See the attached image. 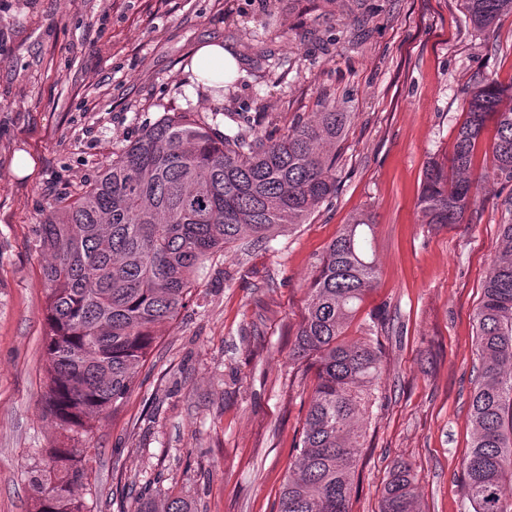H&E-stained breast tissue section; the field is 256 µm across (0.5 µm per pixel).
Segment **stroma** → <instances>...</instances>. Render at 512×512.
Listing matches in <instances>:
<instances>
[{"instance_id":"obj_1","label":"stroma","mask_w":512,"mask_h":512,"mask_svg":"<svg viewBox=\"0 0 512 512\" xmlns=\"http://www.w3.org/2000/svg\"><path fill=\"white\" fill-rule=\"evenodd\" d=\"M208 41L239 61L218 98L184 86ZM478 81L512 84V14L478 31L463 0H0V512H34L27 471L60 435L41 412L39 226L56 203L165 115L278 138L326 103L352 115L335 198L200 272L131 391L84 438L87 503L131 512L146 486L196 512H277L314 383L288 358L308 286L342 224L368 210L379 275L347 336L384 321L383 373L359 421L351 512H379L396 461L416 476L415 512H468L474 315L504 195L485 183L472 217L448 226L422 223L417 200ZM20 152L33 174L14 170Z\"/></svg>"}]
</instances>
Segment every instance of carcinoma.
<instances>
[{
    "instance_id": "1",
    "label": "carcinoma",
    "mask_w": 512,
    "mask_h": 512,
    "mask_svg": "<svg viewBox=\"0 0 512 512\" xmlns=\"http://www.w3.org/2000/svg\"><path fill=\"white\" fill-rule=\"evenodd\" d=\"M471 24L487 30L512 0H464ZM351 113L330 105L287 135L217 133L184 116L148 128L78 194L39 225L50 261L46 392L42 414L62 431L43 468L28 471L36 512H90L87 449L78 438L131 390L157 340V328L190 301L196 274L249 234L267 241L303 224L336 196V163ZM491 170L473 176L488 125ZM489 180L512 183V85L478 83L449 162H427L417 207L425 224H463ZM492 269L475 314L480 367L469 410L473 441L462 489L473 512H512V195ZM374 219L361 211L329 244L309 289L290 360L315 369L298 456L277 512H350L363 453L355 417L377 399L381 351L346 331L378 278L366 242ZM415 475L393 463L380 512H411ZM134 512H191L170 495L135 498Z\"/></svg>"
}]
</instances>
